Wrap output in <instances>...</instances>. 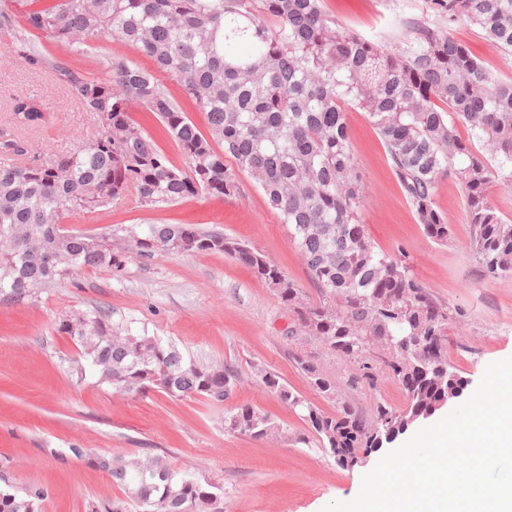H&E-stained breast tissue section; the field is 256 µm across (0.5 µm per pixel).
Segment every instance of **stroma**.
Wrapping results in <instances>:
<instances>
[{"instance_id":"obj_1","label":"stroma","mask_w":512,"mask_h":512,"mask_svg":"<svg viewBox=\"0 0 512 512\" xmlns=\"http://www.w3.org/2000/svg\"><path fill=\"white\" fill-rule=\"evenodd\" d=\"M422 6L423 0H325L331 18L385 44L402 37L405 20L419 17ZM450 34L495 76L512 77V55L494 48L479 27L461 21ZM31 40L85 74H102L111 55L151 65L133 48L104 39L81 56L68 55L41 34ZM20 94L41 102L44 122L17 127L10 102ZM94 127L92 115L53 71L28 70L0 56V145L15 143L19 161L42 163L70 152ZM348 127L366 184L361 210L366 232L377 249L405 252L413 276L439 303L456 310L448 361L467 380L468 391H475L489 363L512 356V278L484 277L470 249L464 193L453 178L440 179L435 190L436 206L452 228L448 244L440 245L424 235L364 113L349 111ZM236 178L239 191L233 196L202 195L148 209L130 194L117 205L65 218L64 224L92 234L120 226L139 231L149 224H193L263 252L308 297H315L287 225L247 174ZM97 309L135 332L174 343L185 357L232 366L237 388L216 405L202 397L177 400L156 391L128 398L95 375L77 379L69 371L77 351L55 325L66 313ZM296 327L295 313L272 288L222 253L134 256L121 273L88 270L57 280L27 302L0 301V478L19 489L47 490L41 512H94L108 503L138 512L91 459L99 454L158 455L189 477L218 487L221 512H321L331 501L355 498L381 452L361 455L355 466L343 469L298 443V436L309 430L307 423L268 391L259 374H275L329 415L344 403L367 418L381 402L401 409L406 392L378 349L365 354L373 367L368 377L358 361L332 352ZM300 355L332 381L335 398L323 397L310 385L296 364ZM241 406L271 415L279 433L262 441L226 433L225 413Z\"/></svg>"}]
</instances>
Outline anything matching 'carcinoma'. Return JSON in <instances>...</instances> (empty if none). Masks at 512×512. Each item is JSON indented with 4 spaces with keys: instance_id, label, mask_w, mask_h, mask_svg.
Returning a JSON list of instances; mask_svg holds the SVG:
<instances>
[{
    "instance_id": "carcinoma-1",
    "label": "carcinoma",
    "mask_w": 512,
    "mask_h": 512,
    "mask_svg": "<svg viewBox=\"0 0 512 512\" xmlns=\"http://www.w3.org/2000/svg\"><path fill=\"white\" fill-rule=\"evenodd\" d=\"M23 30L79 54L105 38L149 56L206 114L204 134L155 73L110 56L102 76L76 72L17 35L5 49L27 69H52L92 113L96 133L41 164L0 163V300L22 302L57 279L86 270L122 272L128 255L113 244L121 229L88 234L61 219L106 208L135 192L143 207L190 197L238 193L224 156L234 159L288 225L317 287L310 299L282 268L245 244L192 224H148L134 235L142 258L224 253L248 267L296 313L300 331L331 351L360 359L366 340L390 343L393 375L406 406L377 405L363 418L345 405L335 415L294 393L271 373L265 387L303 412L311 431L298 442L341 467L398 436L405 421L430 412L461 379L436 384L448 362L452 311L417 281L407 263L376 249L361 219L366 187L349 144L347 109L365 112L386 148L401 192L438 244L451 228L436 208V184L462 187L470 247L484 276L512 278V218L489 195L512 190V79L501 80L448 35L468 21L497 50L512 54V0H424L423 19L402 40L380 44L330 19L323 0H46L22 13ZM155 117L188 160L176 167L132 118ZM11 112L22 127L44 119L40 102L17 96ZM467 136H462L459 127ZM482 143V150L474 142ZM223 145L216 150L213 144ZM77 348L71 372L91 370L117 394L157 389L170 398L226 401L238 383L227 365L199 364L170 342L135 334L98 311L67 313L56 327ZM309 383L331 399L336 389L304 357ZM227 432L262 441L279 430L268 414L242 406L224 418ZM100 469L140 512H219L220 493L182 475L160 457H104ZM47 493L0 488V512H40Z\"/></svg>"
}]
</instances>
